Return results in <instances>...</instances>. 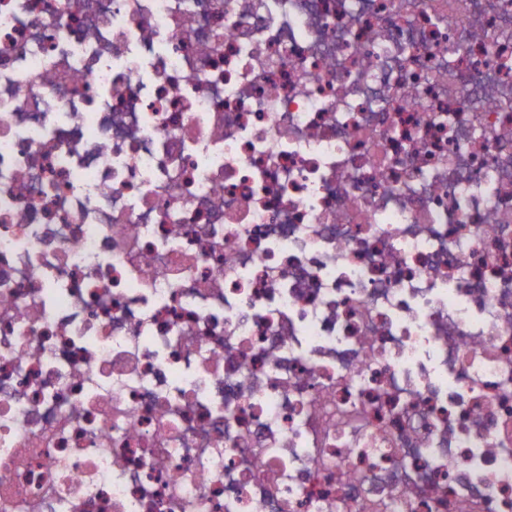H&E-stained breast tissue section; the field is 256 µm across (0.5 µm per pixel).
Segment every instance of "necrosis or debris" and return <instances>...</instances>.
<instances>
[{"label":"necrosis or debris","instance_id":"necrosis-or-debris-1","mask_svg":"<svg viewBox=\"0 0 512 512\" xmlns=\"http://www.w3.org/2000/svg\"><path fill=\"white\" fill-rule=\"evenodd\" d=\"M0 512H512V0H0Z\"/></svg>","mask_w":512,"mask_h":512}]
</instances>
